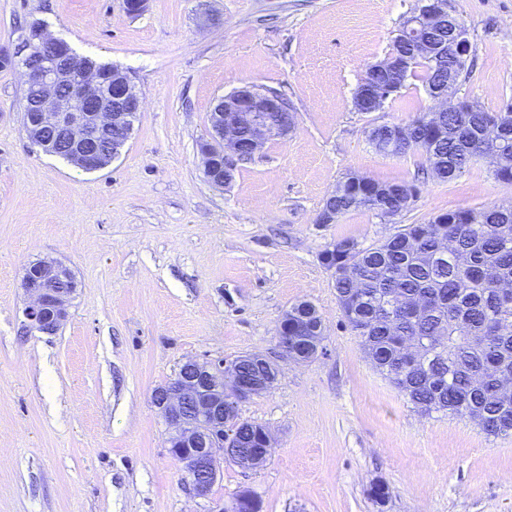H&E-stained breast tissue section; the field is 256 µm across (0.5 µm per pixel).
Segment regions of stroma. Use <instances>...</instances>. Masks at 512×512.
<instances>
[{"label":"stroma","mask_w":512,"mask_h":512,"mask_svg":"<svg viewBox=\"0 0 512 512\" xmlns=\"http://www.w3.org/2000/svg\"><path fill=\"white\" fill-rule=\"evenodd\" d=\"M418 0H0V512H214L241 492L261 512H512V435L421 415L346 328L330 244L376 243L456 208L512 202L477 162L416 180L420 154L387 155L371 126L405 124L432 101L418 79L359 112L368 64L387 56ZM474 67L457 97L496 111L512 96V0H447ZM40 22L73 52L125 70L143 101L121 155L86 172L44 153L23 123L20 61ZM275 89L287 136L211 186L199 145L214 99ZM418 182L408 211L318 223L349 172ZM55 260L78 287L53 335L28 331L26 266ZM301 300L326 328L312 361L281 360L275 387L240 406L273 438L267 459L229 460L197 496L167 444L153 391L187 359L278 357L277 326ZM388 495L376 504L373 484Z\"/></svg>","instance_id":"1"}]
</instances>
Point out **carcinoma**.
I'll list each match as a JSON object with an SVG mask.
<instances>
[{
	"label": "carcinoma",
	"mask_w": 512,
	"mask_h": 512,
	"mask_svg": "<svg viewBox=\"0 0 512 512\" xmlns=\"http://www.w3.org/2000/svg\"><path fill=\"white\" fill-rule=\"evenodd\" d=\"M430 55H411L405 78L426 93L470 60L448 54V21L423 33ZM400 135L396 154L418 153L433 176L451 181L477 161L512 183V112H424L384 126L373 146ZM365 209L394 199L404 183L362 177ZM448 223L405 224L367 247L343 239L320 254L332 271L342 321L373 367L417 410L469 420L489 437L512 433V205L443 213ZM422 304L415 316L402 302Z\"/></svg>",
	"instance_id": "carcinoma-1"
}]
</instances>
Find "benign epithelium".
Segmentation results:
<instances>
[{
    "mask_svg": "<svg viewBox=\"0 0 512 512\" xmlns=\"http://www.w3.org/2000/svg\"><path fill=\"white\" fill-rule=\"evenodd\" d=\"M448 20V52L464 60L471 56L472 44L467 28L448 13L446 0H422V8L410 17L405 29L427 28ZM36 48L22 67L25 91L34 92L33 111L26 113L28 137L47 153L55 151L56 142L65 141L73 148V164L87 170L107 166L99 150L101 140L112 136V157H117L130 138L134 118L141 111L142 99L128 73L119 67L104 72L88 60L71 53L67 43L36 31ZM400 63L390 58L370 66L372 71H386L391 81L375 85L360 84L354 94V107L360 112L381 110L384 100L396 90ZM72 85L69 95L61 94L64 85ZM455 88L453 76L448 83L433 90L435 112H479L475 103L461 105L451 99ZM209 139L200 147L203 174L211 185L222 188L232 184L235 167L231 158L239 156L242 135H247L251 152L259 154L266 141L288 134L294 118L277 94L245 87L216 100L210 112ZM72 277L69 268L52 260H41L25 272L23 288L28 297L24 309L29 330L54 333L68 315L72 291L57 287ZM278 348L282 357L294 362L304 360L289 340L288 314H283L277 328ZM267 375L247 377L236 361L184 362L166 385L152 394L153 404L161 411L171 429L168 438L171 453L182 464L198 496L208 494L215 482L219 463L217 450L230 456L238 448V435L232 431L234 420L229 410L254 396L269 392L278 380V360L261 357ZM258 455L245 466L263 463L271 451V436L261 431Z\"/></svg>",
    "mask_w": 512,
    "mask_h": 512,
    "instance_id": "obj_1",
    "label": "benign epithelium"
}]
</instances>
